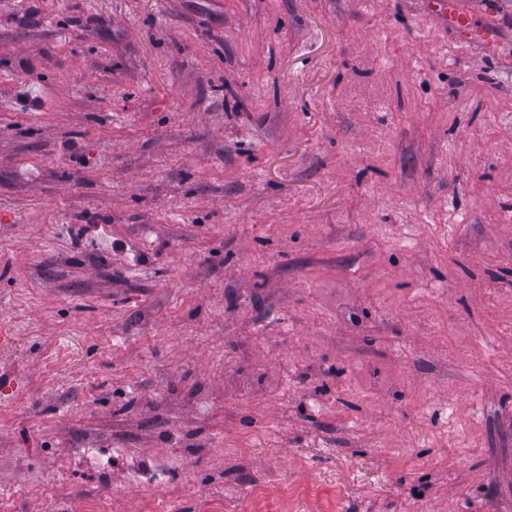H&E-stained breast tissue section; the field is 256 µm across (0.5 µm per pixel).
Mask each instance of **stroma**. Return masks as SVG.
I'll return each instance as SVG.
<instances>
[{
    "instance_id": "35a3bbf8",
    "label": "stroma",
    "mask_w": 512,
    "mask_h": 512,
    "mask_svg": "<svg viewBox=\"0 0 512 512\" xmlns=\"http://www.w3.org/2000/svg\"><path fill=\"white\" fill-rule=\"evenodd\" d=\"M434 2L0 0V512H512V0ZM438 4L441 7L448 25L466 32L469 36L475 37L482 41L489 51H493L499 42V32L495 27L485 26L480 30H472L469 28V18L465 11L461 8L460 2L457 0H443Z\"/></svg>"
}]
</instances>
